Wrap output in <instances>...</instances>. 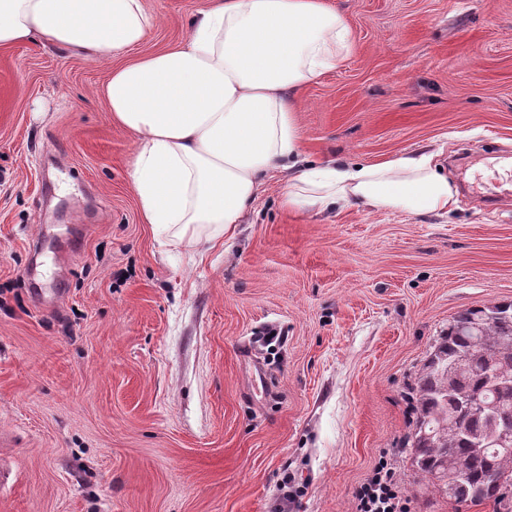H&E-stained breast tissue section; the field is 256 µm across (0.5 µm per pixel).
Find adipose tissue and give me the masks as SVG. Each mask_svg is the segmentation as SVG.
Instances as JSON below:
<instances>
[{
    "instance_id": "ef3b65f1",
    "label": "adipose tissue",
    "mask_w": 512,
    "mask_h": 512,
    "mask_svg": "<svg viewBox=\"0 0 512 512\" xmlns=\"http://www.w3.org/2000/svg\"><path fill=\"white\" fill-rule=\"evenodd\" d=\"M155 24L143 0H0V47L38 42L110 65L102 94L113 121L136 135L131 186L156 230L193 247L215 242L283 171L291 208L440 213L454 204L429 154L303 158L298 94L353 47L326 0H208L182 42L133 56Z\"/></svg>"
}]
</instances>
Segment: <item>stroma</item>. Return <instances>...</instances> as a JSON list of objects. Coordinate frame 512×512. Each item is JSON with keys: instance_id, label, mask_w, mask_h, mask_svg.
Here are the masks:
<instances>
[{"instance_id": "obj_1", "label": "stroma", "mask_w": 512, "mask_h": 512, "mask_svg": "<svg viewBox=\"0 0 512 512\" xmlns=\"http://www.w3.org/2000/svg\"><path fill=\"white\" fill-rule=\"evenodd\" d=\"M328 2L353 49L301 94L304 156L433 152L448 213L293 211L278 175L187 248L141 218L109 66L0 48V512H353L383 456L414 512H494L421 487L400 445L449 321L512 302V199L460 189L512 170V0ZM144 3L147 53L208 0Z\"/></svg>"}]
</instances>
